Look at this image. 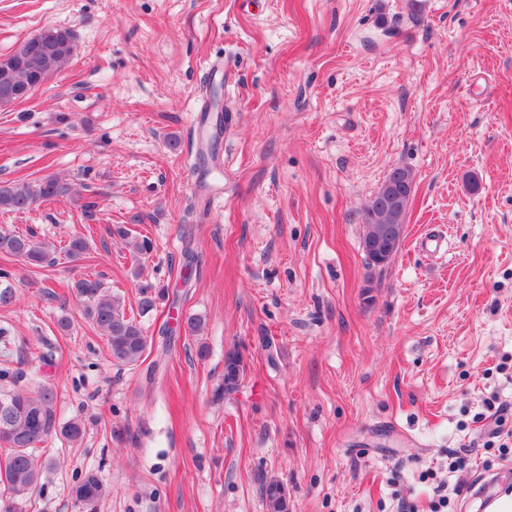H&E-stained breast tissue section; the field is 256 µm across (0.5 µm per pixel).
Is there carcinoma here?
<instances>
[{
	"label": "carcinoma",
	"instance_id": "1",
	"mask_svg": "<svg viewBox=\"0 0 512 512\" xmlns=\"http://www.w3.org/2000/svg\"><path fill=\"white\" fill-rule=\"evenodd\" d=\"M75 49L73 32L67 28L49 26L41 30L35 43L20 42L9 54L0 56V98L5 86L23 88L32 79L45 82L60 71L70 60ZM384 182L396 186L398 199L387 204L372 195L364 208V230L377 231L386 224L405 225L412 187L413 171L395 167ZM69 187L61 180L48 177L37 183L18 181L0 185V209L20 212L39 200L62 197ZM87 242L81 235L69 239L64 248L66 255L78 261L84 257ZM0 253L20 258L30 264H41L50 257V249L31 235L0 232ZM77 297L86 307V314L105 337L113 364L137 365L149 347L141 324L134 313L126 312L124 300L105 290L100 279L85 276L73 283ZM139 311L153 308L155 300L165 295V289L153 290L150 285L140 286ZM16 300V289L10 282L8 271L0 272V306L7 307ZM244 373L239 353L232 351L225 358L224 375L214 389V397L222 399L236 393ZM61 436L70 443L83 436L82 423L73 420L59 422L54 392L46 387L36 391L16 390L0 393V495L8 499H22L38 485L44 464L38 461L36 445L53 436ZM108 489L92 474L84 475L73 487L72 495L84 512H97ZM262 496L266 512H290L288 490L276 478L262 481Z\"/></svg>",
	"mask_w": 512,
	"mask_h": 512
}]
</instances>
